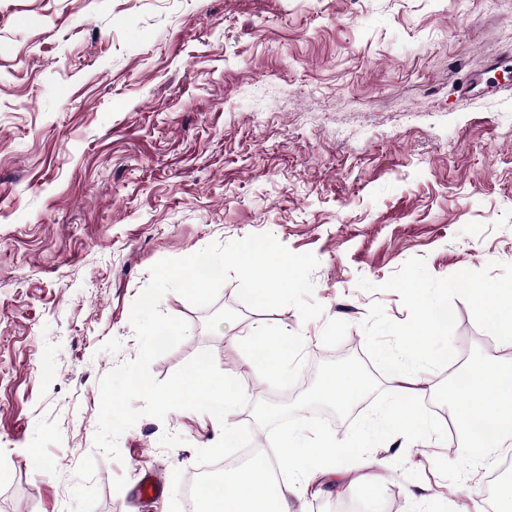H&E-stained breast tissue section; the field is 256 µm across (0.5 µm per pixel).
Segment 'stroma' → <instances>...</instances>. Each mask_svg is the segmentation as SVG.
<instances>
[{"instance_id": "stroma-1", "label": "stroma", "mask_w": 512, "mask_h": 512, "mask_svg": "<svg viewBox=\"0 0 512 512\" xmlns=\"http://www.w3.org/2000/svg\"><path fill=\"white\" fill-rule=\"evenodd\" d=\"M271 233L313 253L323 318L256 310L229 276L214 304L170 291L189 330L159 381L201 350L250 405L295 399L347 345L365 358L372 303L410 258L446 277L512 263V12L499 0H0V512H186L196 451L221 428L173 410L96 449L100 379L139 353L134 301L164 258ZM456 362H505L463 300ZM297 336L270 380L245 337ZM448 371L419 374L421 411L453 414ZM399 432L374 463L304 494L301 512H457L512 480ZM37 456H30V449ZM162 487L147 500L142 473Z\"/></svg>"}]
</instances>
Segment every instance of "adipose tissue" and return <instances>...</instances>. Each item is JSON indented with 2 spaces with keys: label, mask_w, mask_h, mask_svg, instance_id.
<instances>
[{
  "label": "adipose tissue",
  "mask_w": 512,
  "mask_h": 512,
  "mask_svg": "<svg viewBox=\"0 0 512 512\" xmlns=\"http://www.w3.org/2000/svg\"><path fill=\"white\" fill-rule=\"evenodd\" d=\"M251 343V364L265 376L296 350L295 339L287 336H255ZM391 376L406 383L407 389L401 401L386 413L379 437L408 424L434 428V421L418 411L420 393L411 386L413 372L396 361ZM459 395L464 401L456 413L462 426L456 438L460 452L480 457L512 445V363L472 366ZM369 452L365 445L339 443L318 435L281 438L277 460L280 470L289 473V480H271L261 462H251L222 479L218 493L204 497L205 512H295L299 482L326 480L336 475L341 457L364 459Z\"/></svg>",
  "instance_id": "adipose-tissue-1"
}]
</instances>
